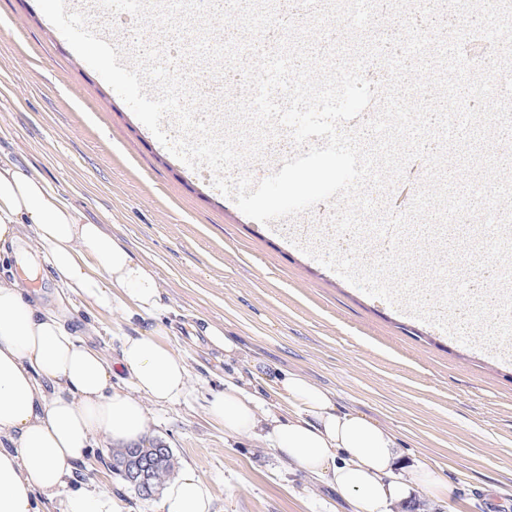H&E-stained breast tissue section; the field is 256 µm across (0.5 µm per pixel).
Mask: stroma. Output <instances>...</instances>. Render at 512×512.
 <instances>
[{"label": "stroma", "instance_id": "35a3bbf8", "mask_svg": "<svg viewBox=\"0 0 512 512\" xmlns=\"http://www.w3.org/2000/svg\"><path fill=\"white\" fill-rule=\"evenodd\" d=\"M0 157L45 178L154 270L169 342L190 378L180 402L148 404L151 431L176 468L192 465L210 487L213 512H344L334 489L207 416L225 378L261 391L288 370L399 433L406 453L451 488L434 512H512V359L485 354L481 328L462 343L245 216L213 171L190 168L157 140L37 0H0ZM11 269L46 306L64 303L72 327L92 323L87 341L108 361L122 337L150 325L117 307L89 311L31 251ZM208 324L235 338L236 358L201 336ZM76 477L115 494L124 512H159V499H138L113 474L111 449H89Z\"/></svg>", "mask_w": 512, "mask_h": 512}]
</instances>
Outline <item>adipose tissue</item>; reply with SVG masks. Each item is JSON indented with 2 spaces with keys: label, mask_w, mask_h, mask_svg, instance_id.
<instances>
[{
  "label": "adipose tissue",
  "mask_w": 512,
  "mask_h": 512,
  "mask_svg": "<svg viewBox=\"0 0 512 512\" xmlns=\"http://www.w3.org/2000/svg\"><path fill=\"white\" fill-rule=\"evenodd\" d=\"M29 231L60 285L91 309L121 302L127 318L153 317L140 335L123 337L117 362L81 343L62 311L43 305L11 270L0 271V512H123L110 493L75 484L78 464L98 440L118 446L145 441L146 403L172 404L188 393L185 357L168 342L157 315V276L119 238L84 216L37 173L0 160V260ZM126 373L129 389L113 384ZM269 397L227 382L208 402L225 431L270 443L285 464L319 478L350 512H396L416 489L433 501L448 486L426 464L408 460L390 427L339 409L332 391L288 371L269 381ZM287 414H280V406ZM415 474L416 483L406 481ZM161 512H212L209 487L192 467L166 486Z\"/></svg>",
  "instance_id": "obj_1"
}]
</instances>
